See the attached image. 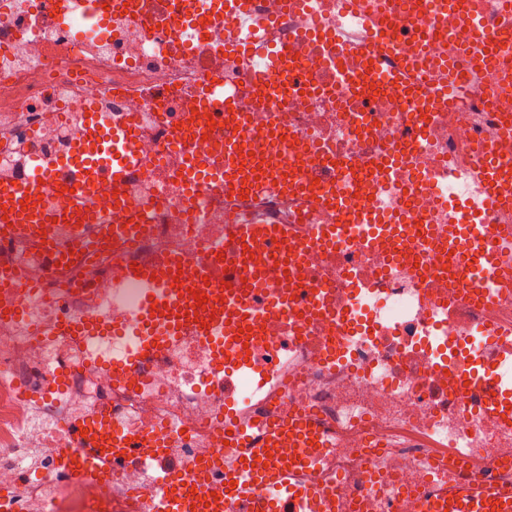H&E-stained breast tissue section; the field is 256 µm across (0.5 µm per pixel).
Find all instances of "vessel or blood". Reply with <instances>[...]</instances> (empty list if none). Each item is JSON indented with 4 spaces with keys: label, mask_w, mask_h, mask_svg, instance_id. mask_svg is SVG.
Returning a JSON list of instances; mask_svg holds the SVG:
<instances>
[{
    "label": "vessel or blood",
    "mask_w": 512,
    "mask_h": 512,
    "mask_svg": "<svg viewBox=\"0 0 512 512\" xmlns=\"http://www.w3.org/2000/svg\"><path fill=\"white\" fill-rule=\"evenodd\" d=\"M124 0H67L76 13H91L97 23H105L111 13L123 11ZM188 12H204L212 16L230 13L231 32L228 43L241 48L244 43H255V33L261 21L252 9L250 0H232L230 10H223L217 0H185ZM458 0H403L402 13L409 18H433L458 8ZM512 47V40L495 35L482 25L470 28L464 50L456 64L448 68L449 80H456L458 70H468L473 79H480L487 65L485 51ZM255 76L263 91L277 89L287 94L305 82L297 61L267 52ZM207 103L218 110L219 119L235 115L236 104L224 92L222 83L209 86ZM86 130L73 142L67 154L57 159L32 156L28 159V175L17 183L0 185V241L8 242L14 234L31 231L42 233L53 219L66 218L75 223L90 215L91 189L97 183L121 186L139 165V153L132 131L135 120L108 123L94 106L82 105ZM246 140L225 142L223 149L212 151L206 165H192V186H207L223 180L225 187L236 189L255 176L256 190L267 193L296 191L312 196L315 204L342 215H354L356 223H369V204H355L354 200L332 191L331 185L338 173L335 162L320 166L317 183L299 178L297 164L287 158L285 151L273 156H255L243 163ZM65 169L74 175L72 192L60 193V206L51 208L45 203L47 187L56 183V173ZM473 177L484 193L486 209L496 211L512 205V165L489 161L475 166ZM224 246L234 257L224 263V281L234 287L226 300L214 301L209 315L204 318L198 333L212 349H219L225 329L255 326L259 320V302L252 298L242 282L247 271L244 246L255 236L284 240L292 232L287 225L271 220L263 212L255 211L243 220L225 225ZM477 265L487 281L480 297L493 298L492 283L502 266L512 261V249L505 246L482 245L475 251ZM163 276L139 269H122L125 279L142 284L143 291L136 306V321L145 341L141 354L159 350L173 338L184 335L189 327H196L195 295L210 294L209 286H201L197 294H189L176 282L178 262L166 263ZM256 433H247L245 427L233 428L229 444L218 449L216 463L222 464L224 478L236 486L226 492L223 501H208L203 487L210 477L208 464L195 463L189 472L178 465L166 464L172 436L149 437L130 434L128 429L101 413H88L73 422L71 430L78 438V449L59 450L56 468L70 481L106 482L129 459L149 455L160 463L161 469L152 487L143 496L145 512H336V495L302 482L300 471L312 468L322 458L327 446L321 431L307 420L282 423L261 420ZM107 448L108 457L98 455V448ZM421 512H512V493L502 491L489 481L470 479L449 484L441 491L423 495Z\"/></svg>",
    "instance_id": "obj_1"
}]
</instances>
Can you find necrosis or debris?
Segmentation results:
<instances>
[{"label":"necrosis or debris","mask_w":512,"mask_h":512,"mask_svg":"<svg viewBox=\"0 0 512 512\" xmlns=\"http://www.w3.org/2000/svg\"><path fill=\"white\" fill-rule=\"evenodd\" d=\"M56 0H0V183L25 177L23 153L63 155L83 119L75 105L89 103L120 119L139 117L137 149L144 165L126 182L121 208L102 185L92 200L98 221L73 234L53 225L47 239L0 246V270L20 272L35 284L27 295L0 289V494L19 512L42 502L45 512H143L142 494L153 482L150 467L126 463L109 483L60 482L54 457L41 476L25 462L36 448H71L69 429L86 412L105 409L128 429L156 436L177 433L170 455L188 467L220 447L224 417L240 424L273 416L292 421L309 414L332 446L306 478L335 485L337 512H419L430 482L487 478L512 489V388L490 372L512 359V277L485 307L453 297L446 275L425 263L418 235L387 224L389 238L373 243L356 234L329 249L315 246L320 227L339 222L334 210L294 196L258 197L213 188L192 194L182 170L201 153L194 136L155 117L159 108L201 125L205 88L220 81L235 88L239 111L256 148L264 146L269 109L253 102L250 76L261 59L225 51L226 23L185 19L180 38L167 28L116 19L98 26L60 20ZM262 20V46L298 56L317 75L339 67L327 87H309L275 101L288 148L303 174H315L325 156L345 159L338 190L375 196L391 210L404 209L434 224L436 246H447L462 225L482 223L481 197L469 169L480 161L481 142L512 161V53L495 66L459 105L438 102L426 135L402 142L404 106L394 84L428 89L447 86L441 68L420 64L421 55L454 59L463 50L468 23L512 22L502 0H464L462 11L436 19L438 36L387 47L385 63L395 80L378 77L375 105L366 108L348 85L365 67L362 54L336 60L315 46L314 24L332 30L345 8L378 18L376 0H311L284 10L281 0H251ZM215 126L211 145L239 131ZM404 144L384 186L363 171L373 151ZM259 207L293 221L294 235L278 248L252 241L250 265L271 268L278 254L300 253V277L330 304L308 317L269 304L258 338L247 350L216 355L193 334L146 360H135L133 310L137 283L118 275L122 265L161 267L174 255L195 287V272L212 266L224 240V219ZM151 221L125 241L105 233L141 212ZM61 245L66 260L46 268V242ZM23 307L27 319L6 316ZM104 317L93 336H64L62 319Z\"/></svg>","instance_id":"4bbe7bcc"}]
</instances>
